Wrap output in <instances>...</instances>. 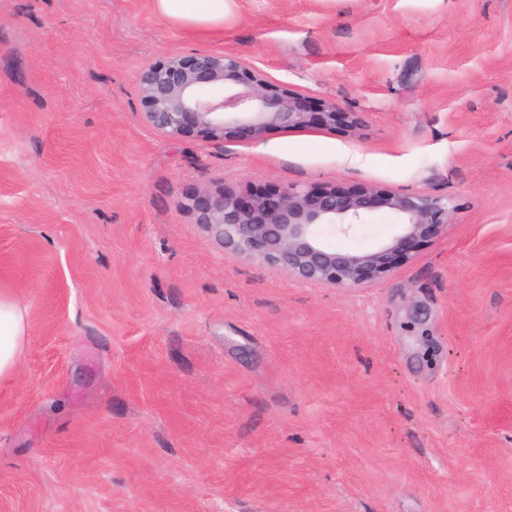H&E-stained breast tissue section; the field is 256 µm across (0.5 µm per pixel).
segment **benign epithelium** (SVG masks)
<instances>
[{"mask_svg": "<svg viewBox=\"0 0 512 512\" xmlns=\"http://www.w3.org/2000/svg\"><path fill=\"white\" fill-rule=\"evenodd\" d=\"M139 93L149 125L174 138L257 140L272 128L302 129L312 113L300 95L274 84L230 53L173 55L142 68ZM336 104L320 105L322 125L336 127ZM197 216L231 258L259 261L302 282L355 288L387 278L413 249L448 224V201L379 187L345 192L285 186L247 196L207 193L191 199ZM376 209L397 218L373 247L343 250L327 235L347 236Z\"/></svg>", "mask_w": 512, "mask_h": 512, "instance_id": "obj_1", "label": "benign epithelium"}]
</instances>
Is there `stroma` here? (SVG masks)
Here are the masks:
<instances>
[{
	"label": "stroma",
	"mask_w": 512,
	"mask_h": 512,
	"mask_svg": "<svg viewBox=\"0 0 512 512\" xmlns=\"http://www.w3.org/2000/svg\"><path fill=\"white\" fill-rule=\"evenodd\" d=\"M200 52L335 129L162 135L139 74ZM287 185L453 212L334 288L227 257L185 207ZM0 296L25 315L0 512H512V0H227L199 33L154 0H0Z\"/></svg>",
	"instance_id": "stroma-1"
}]
</instances>
